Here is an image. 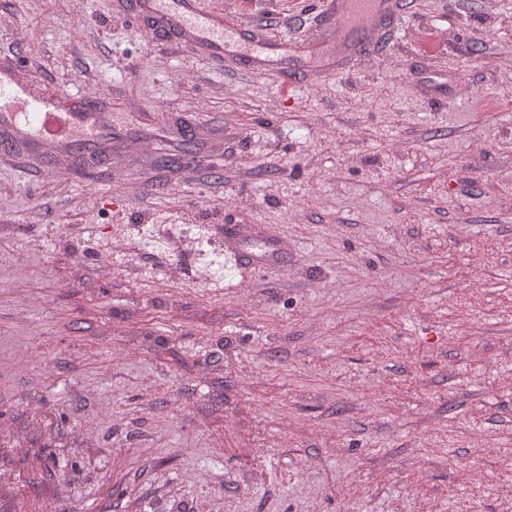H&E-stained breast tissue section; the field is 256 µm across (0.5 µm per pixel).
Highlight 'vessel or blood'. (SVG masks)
Returning <instances> with one entry per match:
<instances>
[{
    "label": "vessel or blood",
    "mask_w": 512,
    "mask_h": 512,
    "mask_svg": "<svg viewBox=\"0 0 512 512\" xmlns=\"http://www.w3.org/2000/svg\"><path fill=\"white\" fill-rule=\"evenodd\" d=\"M392 8L390 0H325L319 24L336 35V58L324 63L325 71L344 68L360 54L362 44ZM132 12L153 22L192 52L223 60L238 53L255 60L259 72H295L297 62L319 51L314 42L288 44L260 38L231 27L223 10L203 9L199 0H135ZM19 61L0 59V136L10 143L35 148L48 155L63 151L83 134V150L90 158L105 155V145L115 129L101 116L107 108L103 97H88L70 88L23 84L16 80ZM224 246L234 259L253 267L282 269L288 265V244L257 224L244 230L224 229Z\"/></svg>",
    "instance_id": "b4317fda"
}]
</instances>
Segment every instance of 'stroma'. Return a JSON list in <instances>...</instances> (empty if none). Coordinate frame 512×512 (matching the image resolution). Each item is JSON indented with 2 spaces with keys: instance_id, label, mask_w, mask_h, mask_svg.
I'll use <instances>...</instances> for the list:
<instances>
[{
  "instance_id": "obj_1",
  "label": "stroma",
  "mask_w": 512,
  "mask_h": 512,
  "mask_svg": "<svg viewBox=\"0 0 512 512\" xmlns=\"http://www.w3.org/2000/svg\"><path fill=\"white\" fill-rule=\"evenodd\" d=\"M203 4L317 36L315 0ZM376 35L292 82L0 0V57L127 131L95 171L0 149V512H512V0ZM228 224L287 269L227 270Z\"/></svg>"
}]
</instances>
